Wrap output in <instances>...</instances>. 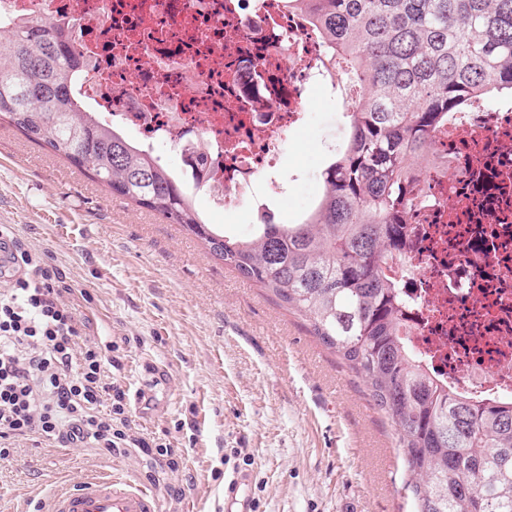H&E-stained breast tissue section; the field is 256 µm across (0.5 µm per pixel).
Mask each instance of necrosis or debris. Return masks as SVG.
Masks as SVG:
<instances>
[{
	"instance_id": "obj_1",
	"label": "necrosis or debris",
	"mask_w": 512,
	"mask_h": 512,
	"mask_svg": "<svg viewBox=\"0 0 512 512\" xmlns=\"http://www.w3.org/2000/svg\"><path fill=\"white\" fill-rule=\"evenodd\" d=\"M49 17L83 66L74 92L136 149L175 147L186 193L275 222L277 164L306 87L354 99L291 0H0V27ZM412 185L410 231L384 267L425 371L472 401L512 402V99L448 113Z\"/></svg>"
}]
</instances>
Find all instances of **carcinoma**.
<instances>
[{"instance_id":"obj_1","label":"carcinoma","mask_w":512,"mask_h":512,"mask_svg":"<svg viewBox=\"0 0 512 512\" xmlns=\"http://www.w3.org/2000/svg\"><path fill=\"white\" fill-rule=\"evenodd\" d=\"M359 80L349 135L323 170L313 212L248 237L209 224L168 167L78 106L79 63L34 16L0 33V116L112 191L186 227L209 252L305 318L364 379L403 449L411 512H512V406L439 387L399 335L383 266L408 231L410 171L448 112L512 95V0H293Z\"/></svg>"}]
</instances>
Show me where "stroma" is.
Returning a JSON list of instances; mask_svg holds the SVG:
<instances>
[{
  "label": "stroma",
  "mask_w": 512,
  "mask_h": 512,
  "mask_svg": "<svg viewBox=\"0 0 512 512\" xmlns=\"http://www.w3.org/2000/svg\"><path fill=\"white\" fill-rule=\"evenodd\" d=\"M307 126L279 178L290 224L347 136L327 93L305 91ZM65 274L85 339L112 346L132 446L22 441L0 460V512H45L91 474L145 483L160 512H224V482L249 475V512H408L396 429L309 325L213 257L181 225L125 199L0 120V225ZM171 448L159 456L157 445Z\"/></svg>",
  "instance_id": "stroma-1"
}]
</instances>
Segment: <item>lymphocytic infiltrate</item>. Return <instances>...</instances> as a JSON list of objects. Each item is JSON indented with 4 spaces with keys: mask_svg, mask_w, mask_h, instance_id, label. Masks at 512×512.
I'll use <instances>...</instances> for the list:
<instances>
[{
    "mask_svg": "<svg viewBox=\"0 0 512 512\" xmlns=\"http://www.w3.org/2000/svg\"><path fill=\"white\" fill-rule=\"evenodd\" d=\"M12 260L23 274L0 290V460L32 436L122 447L131 437L111 345L83 340L70 288L40 253L18 244Z\"/></svg>",
    "mask_w": 512,
    "mask_h": 512,
    "instance_id": "f902f5d3",
    "label": "lymphocytic infiltrate"
}]
</instances>
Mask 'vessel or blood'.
<instances>
[{
	"label": "vessel or blood",
	"mask_w": 512,
	"mask_h": 512,
	"mask_svg": "<svg viewBox=\"0 0 512 512\" xmlns=\"http://www.w3.org/2000/svg\"><path fill=\"white\" fill-rule=\"evenodd\" d=\"M48 512H159L156 496L119 474L86 477L56 492Z\"/></svg>",
	"instance_id": "obj_1"
}]
</instances>
